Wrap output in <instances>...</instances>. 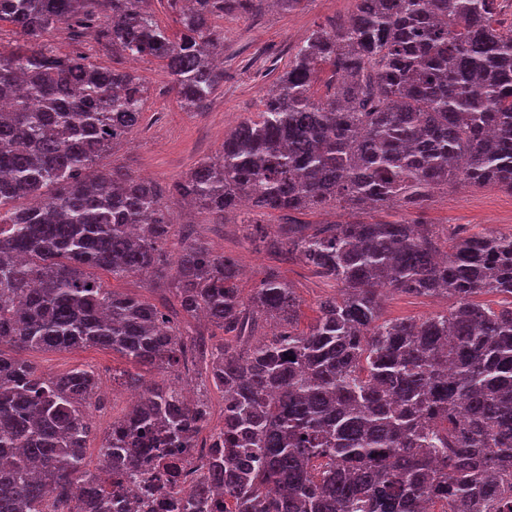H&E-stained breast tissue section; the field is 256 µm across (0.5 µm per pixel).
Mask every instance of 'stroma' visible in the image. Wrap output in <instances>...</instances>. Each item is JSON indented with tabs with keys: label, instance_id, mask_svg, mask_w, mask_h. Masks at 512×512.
<instances>
[{
	"label": "stroma",
	"instance_id": "1",
	"mask_svg": "<svg viewBox=\"0 0 512 512\" xmlns=\"http://www.w3.org/2000/svg\"><path fill=\"white\" fill-rule=\"evenodd\" d=\"M354 9V0H308L305 8L292 12L262 6L249 16L217 20L224 30V82L212 96L205 112L184 111L172 89L160 61H132L113 56L111 50L95 41L75 43L66 28L50 33L48 42L60 51H85L102 67L126 69L138 77L146 90L140 126L112 152L98 160L96 167L109 169L112 163L127 165L134 175L170 187L181 180L204 157L217 153L224 142V132L262 108V100L276 77L284 70L298 46L317 27L344 23ZM176 223H190L197 235L217 253L238 259L244 275L241 288L250 289L267 268H277L290 282L301 303V322L309 324L316 316L319 302L334 290L298 259L286 260L256 249L240 225L214 223L203 209L184 216L179 198H168ZM419 222L438 229L443 237H454L459 230L472 233L491 228L512 231V191L497 185L481 188L448 186L435 191L423 209ZM446 300L404 293L387 294L382 308L386 319L421 320L445 308ZM26 358L47 377L63 374L81 365L92 366L99 377L106 399L104 407L93 410L95 432L87 443L90 467L100 464L99 448L111 431L112 422L123 415L129 392L119 380L125 368L120 355L109 350L26 351Z\"/></svg>",
	"mask_w": 512,
	"mask_h": 512
}]
</instances>
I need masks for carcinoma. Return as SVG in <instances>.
<instances>
[{
    "instance_id": "carcinoma-1",
    "label": "carcinoma",
    "mask_w": 512,
    "mask_h": 512,
    "mask_svg": "<svg viewBox=\"0 0 512 512\" xmlns=\"http://www.w3.org/2000/svg\"><path fill=\"white\" fill-rule=\"evenodd\" d=\"M0 0L18 39L0 49V512H112L140 459L207 449L181 512H512V232L439 236L410 215L448 185L512 191V22L506 0H355L314 30L263 109L170 188L215 223L234 214L258 246L299 257L337 294L299 329L295 288L275 268L244 293L238 261L192 239L172 259L173 214L155 183L94 165L139 126L130 71L46 41L65 24L129 59L164 63L180 106L203 111L224 70L215 19L262 0ZM335 84L312 87L323 66ZM356 218L310 226L294 213ZM396 206L394 221L359 215ZM288 220L270 231L261 218ZM139 275L183 317L224 338L207 346L151 302L108 288ZM390 292L451 304L420 321L382 318ZM503 296L499 308L478 296ZM275 331L262 335L266 324ZM101 347L138 393L90 470L97 373L46 378L29 349ZM295 360H290V357ZM205 376L224 422L156 370Z\"/></svg>"
}]
</instances>
